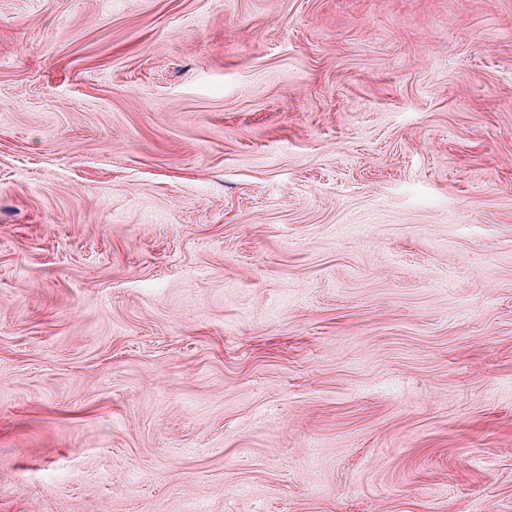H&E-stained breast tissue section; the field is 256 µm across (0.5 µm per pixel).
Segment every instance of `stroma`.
<instances>
[{
  "mask_svg": "<svg viewBox=\"0 0 512 512\" xmlns=\"http://www.w3.org/2000/svg\"><path fill=\"white\" fill-rule=\"evenodd\" d=\"M0 512H512V0H0Z\"/></svg>",
  "mask_w": 512,
  "mask_h": 512,
  "instance_id": "35a3bbf8",
  "label": "stroma"
}]
</instances>
